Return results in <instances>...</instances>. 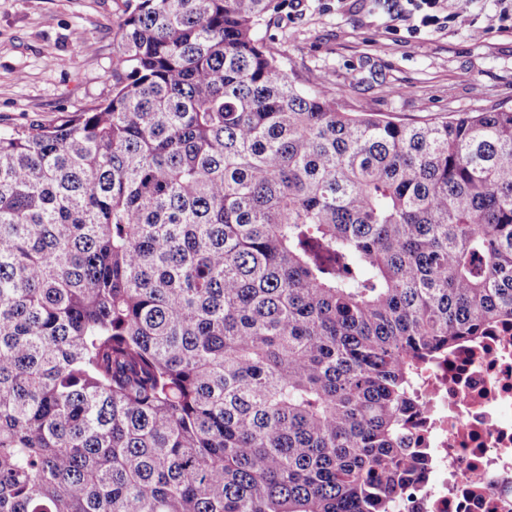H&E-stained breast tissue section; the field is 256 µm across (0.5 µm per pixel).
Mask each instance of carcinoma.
Here are the masks:
<instances>
[{
	"label": "carcinoma",
	"mask_w": 512,
	"mask_h": 512,
	"mask_svg": "<svg viewBox=\"0 0 512 512\" xmlns=\"http://www.w3.org/2000/svg\"><path fill=\"white\" fill-rule=\"evenodd\" d=\"M281 6L125 0L112 98L0 134V512H393L512 322V109L348 112Z\"/></svg>",
	"instance_id": "cac0c4a2"
}]
</instances>
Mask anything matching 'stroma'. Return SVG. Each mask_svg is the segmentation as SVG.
<instances>
[{"instance_id":"1","label":"stroma","mask_w":512,"mask_h":512,"mask_svg":"<svg viewBox=\"0 0 512 512\" xmlns=\"http://www.w3.org/2000/svg\"><path fill=\"white\" fill-rule=\"evenodd\" d=\"M506 0H473L411 32L404 0H285L275 46L298 79L318 74L346 108L418 124L512 109ZM122 0H0V132L49 124L112 95V28ZM97 45L88 52L86 43Z\"/></svg>"}]
</instances>
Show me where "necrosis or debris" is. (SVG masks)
I'll use <instances>...</instances> for the list:
<instances>
[{
	"mask_svg": "<svg viewBox=\"0 0 512 512\" xmlns=\"http://www.w3.org/2000/svg\"><path fill=\"white\" fill-rule=\"evenodd\" d=\"M416 391L408 439L427 466L394 493L398 512H512V326L454 347Z\"/></svg>",
	"mask_w": 512,
	"mask_h": 512,
	"instance_id": "obj_1",
	"label": "necrosis or debris"
}]
</instances>
